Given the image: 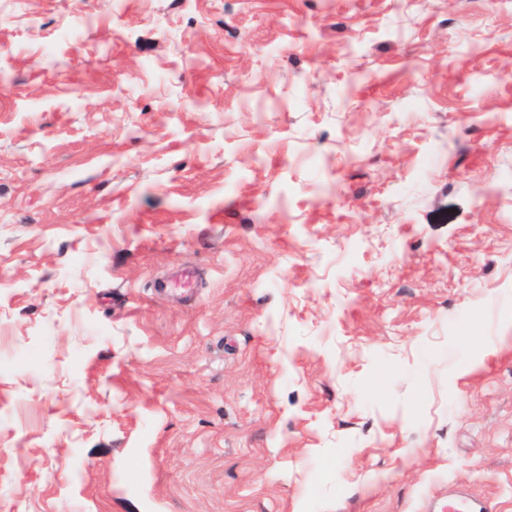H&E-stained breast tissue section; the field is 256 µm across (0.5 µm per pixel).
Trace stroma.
Returning a JSON list of instances; mask_svg holds the SVG:
<instances>
[{
  "label": "stroma",
  "instance_id": "1",
  "mask_svg": "<svg viewBox=\"0 0 512 512\" xmlns=\"http://www.w3.org/2000/svg\"><path fill=\"white\" fill-rule=\"evenodd\" d=\"M452 488L512 512V0H0V512Z\"/></svg>",
  "mask_w": 512,
  "mask_h": 512
}]
</instances>
